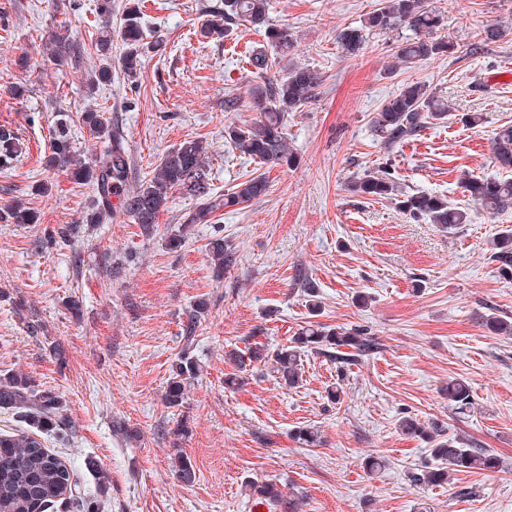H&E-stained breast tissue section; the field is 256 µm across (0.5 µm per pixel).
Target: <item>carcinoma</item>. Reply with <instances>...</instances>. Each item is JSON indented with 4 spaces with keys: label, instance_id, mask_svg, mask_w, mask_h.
Returning a JSON list of instances; mask_svg holds the SVG:
<instances>
[{
    "label": "carcinoma",
    "instance_id": "1",
    "mask_svg": "<svg viewBox=\"0 0 512 512\" xmlns=\"http://www.w3.org/2000/svg\"><path fill=\"white\" fill-rule=\"evenodd\" d=\"M269 0H224L222 6L210 12V19L201 27L208 35H225L239 26H253L265 31L267 45L255 51L250 59L254 67V84L250 96L260 110V118L244 129L236 125L224 127V138L230 140L253 162L266 167H277L295 162L296 156L288 147V114L298 112L311 103L321 86L322 77L307 67L295 66L282 76L271 71L288 54L291 47L288 31L269 23ZM141 0H126L120 18V34L124 44L122 67L127 77L137 75L142 57L149 49L145 42L141 22ZM441 25V17L429 8L427 0H381L379 7L370 12L354 28L342 30L337 39L350 53H356L364 43L366 33L394 32L402 28L411 30L415 37L396 45V58L415 63L448 51V44L433 39ZM48 61L64 66L76 55L74 44L67 37L53 36ZM454 108L448 99L419 82L406 83L399 92L385 102L371 120V128L382 144L391 149L409 141L427 128L432 121L453 116ZM83 121L92 135L108 141L102 154L90 161L75 158L67 134V120L60 119L53 141L50 166L69 165L72 177L95 186L98 202L95 211L83 218L85 224H102L116 211L141 226L146 235L154 231L159 214L167 205L174 189L186 190L200 199L188 212L184 224L170 235L168 246L176 250L185 245L188 229L196 224H208L220 209L235 208L256 199L269 190L265 174L260 173L241 183L232 191L218 196L209 193L207 147L201 139H189L163 156L146 182L133 188L129 185L130 149L126 135L103 112H87ZM22 150L19 136L0 126V168ZM491 156L503 170H512V125L504 126L492 139ZM352 191L370 200H389L405 216L414 221L436 224L452 229L471 221L467 208L452 205L443 195L424 191L408 192L395 181L391 170L380 169L356 178ZM465 191L475 208L488 215L512 211V179L499 177H470ZM0 222L6 224H34L36 214L24 203L15 201L0 208ZM79 225L70 224L56 229L45 238L44 244L55 246L71 239ZM210 263L216 278L237 264V251L224 238L208 243ZM492 261L504 278H512V228L507 226L494 237ZM294 282L307 296L310 315L320 314L319 291L311 276L299 268ZM208 309L207 301L200 299L186 311L180 333L182 347L169 368L164 401L169 408L182 406L187 388L198 379L200 365L194 354L198 324ZM484 325L498 334L512 335V321L496 314L484 318ZM350 347L353 352H343ZM381 349L378 338L364 325L336 328L320 322H307L286 345L269 348L254 343L246 350H233L231 359L238 373L228 382L244 383L242 374L259 363L269 367L280 384L293 387L301 377V355L314 351L337 361L351 364L369 357ZM448 401L463 413L472 405V389L467 381L451 378L446 387ZM0 409L10 411L24 428L0 433V512H99L97 501L83 495L69 466L51 453L41 437L49 435L66 446L74 439L75 430L66 414L62 398L54 391L42 389L33 377L23 373L0 375ZM407 434L423 437L433 444L435 465L413 476L414 482L431 485L448 483L451 472L472 470L491 471L498 467L499 459L487 448L459 437L447 435L439 424L429 427L411 419L400 421ZM177 478L190 485L196 473L189 458L181 453L173 457ZM245 495L268 512H299L298 498L285 497L279 486L272 482H247Z\"/></svg>",
    "mask_w": 512,
    "mask_h": 512
}]
</instances>
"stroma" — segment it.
Wrapping results in <instances>:
<instances>
[{
	"mask_svg": "<svg viewBox=\"0 0 512 512\" xmlns=\"http://www.w3.org/2000/svg\"><path fill=\"white\" fill-rule=\"evenodd\" d=\"M99 2L0 0V124L23 147L9 174L0 173V207L20 199L38 217L0 223V374H28L63 398L76 435L57 454L83 490L99 491L100 512H254L242 493L249 480L302 492L303 512H512V335L483 323L492 313L512 314V280L488 261L489 241L512 226V211L445 231L347 189L386 163L406 190L464 207L465 177L498 176L490 143L496 129L512 125V0H428L442 17L434 37L449 50L407 65L394 57L404 32L368 34L353 54L337 40L380 0H271V22L294 41L278 71L300 65L323 77L316 99L288 116L297 162L266 168L264 197L217 211L175 251L167 239L197 203L184 191L172 192L150 237L119 212L83 224L95 204L92 186L46 164L58 116L67 115L72 147L86 159L108 143L91 136L84 113L118 123L136 185L165 153L202 139L209 184L227 192L257 170L227 142L224 127L259 116L248 94L249 54L264 36L243 26L202 37L216 0H147L144 31L153 48L138 76H125L116 34L112 73L100 83ZM494 23L505 24L504 36L476 51L479 31ZM63 28L80 55L58 69L44 62L45 42ZM408 82L429 85L459 111L482 113L483 123L452 118L386 150L371 119ZM18 84L26 88L20 98L12 92ZM230 96L238 99L232 112L224 109ZM76 223L78 237L43 248L54 229ZM218 233L238 256L220 280L206 252ZM298 267L318 284L320 322L369 327L379 352L344 367L304 353L301 382L291 389L264 371L228 386L235 367L227 351L287 344L308 321L293 280ZM201 298L208 301L195 350L202 372L183 405L170 408L162 394L178 333ZM452 377L472 387L466 413H454L441 391ZM335 387L342 390L336 403ZM405 416L493 450L499 468L413 485L409 472L433 459L430 443L401 432ZM118 424L124 433L115 432ZM305 426L321 432L322 445L294 441ZM178 451L194 466L192 485L175 477ZM372 457L382 462L375 473L367 467Z\"/></svg>",
	"mask_w": 512,
	"mask_h": 512,
	"instance_id": "1",
	"label": "stroma"
}]
</instances>
